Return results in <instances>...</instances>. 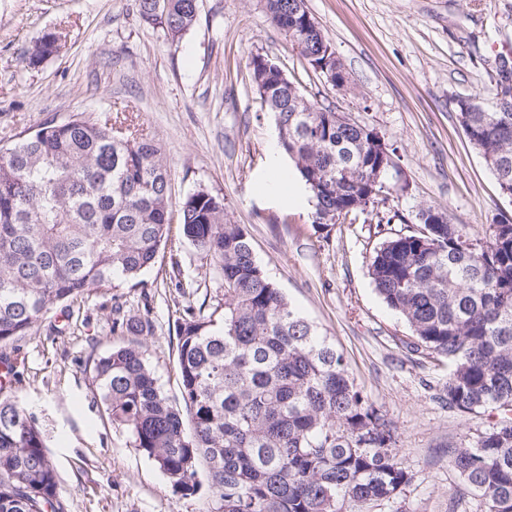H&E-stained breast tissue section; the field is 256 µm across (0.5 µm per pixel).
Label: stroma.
Instances as JSON below:
<instances>
[{"label": "stroma", "mask_w": 512, "mask_h": 512, "mask_svg": "<svg viewBox=\"0 0 512 512\" xmlns=\"http://www.w3.org/2000/svg\"><path fill=\"white\" fill-rule=\"evenodd\" d=\"M306 6L348 74L345 89L306 67L263 0H198L197 21L177 44L141 19L137 0H0V147L80 112L132 119L163 148L173 203L201 189L223 200L269 276L396 426V460L411 481L368 512H486L448 451L474 442L490 416L467 417L441 400L447 358L410 351L411 332L375 292L369 267L383 239L414 224L421 208L475 228L512 216V198L456 112L461 97L492 107L498 59L512 57V0ZM46 35L58 52L30 63L33 42ZM257 53L309 99L393 145L389 194L320 227L307 191H279L274 172L292 163L258 104L249 68ZM118 302L150 321V364L179 397L175 321L190 306L223 312L224 283L210 257L175 234L139 285L100 288L66 312L52 307L27 336L0 345L15 371L9 393L46 433L66 512H208L210 491L182 496L95 398L94 359L126 341L112 330Z\"/></svg>", "instance_id": "stroma-1"}]
</instances>
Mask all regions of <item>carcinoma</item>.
Returning <instances> with one entry per match:
<instances>
[{
    "label": "carcinoma",
    "mask_w": 512,
    "mask_h": 512,
    "mask_svg": "<svg viewBox=\"0 0 512 512\" xmlns=\"http://www.w3.org/2000/svg\"><path fill=\"white\" fill-rule=\"evenodd\" d=\"M293 0H265L271 22L311 68L330 42ZM197 0H138L142 20L178 42ZM57 52L47 35L30 62ZM261 107L310 194L312 223H336L386 192L395 149L375 129L321 107L256 54L249 62ZM469 142L501 192L512 196V112L456 102ZM176 219L182 238L215 261L222 321L190 308L176 321L179 389L170 398L138 339L142 321L112 331L130 340L94 360L112 422L184 496L207 482L216 512H362L411 481L398 466L395 425L350 379L343 358L276 287L246 228L206 190L172 210L170 174L157 144L82 113L50 121L0 148V343L26 335L47 311L151 268ZM416 228L381 242L370 275L406 321L414 351L448 357V407L488 409L496 421L449 462L487 512H512V216L475 229L434 208ZM46 441L25 404L0 399V512H64Z\"/></svg>",
    "instance_id": "carcinoma-1"
}]
</instances>
